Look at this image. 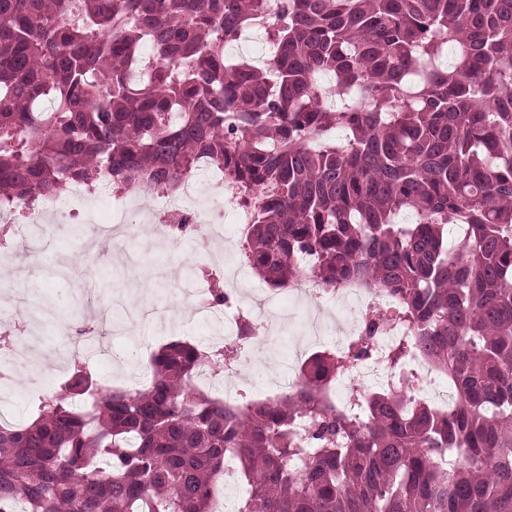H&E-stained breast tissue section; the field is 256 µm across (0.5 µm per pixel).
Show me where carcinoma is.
<instances>
[{
    "label": "carcinoma",
    "mask_w": 512,
    "mask_h": 512,
    "mask_svg": "<svg viewBox=\"0 0 512 512\" xmlns=\"http://www.w3.org/2000/svg\"><path fill=\"white\" fill-rule=\"evenodd\" d=\"M258 28L264 67L225 56ZM203 159L252 215L254 273L391 295L415 328L391 371L421 351L453 409L402 385L329 398L379 312L301 391L241 405L194 385L224 359L187 342L136 391L78 355L0 426V512H215L229 459L237 512H512V0H0V208L172 194Z\"/></svg>",
    "instance_id": "carcinoma-1"
}]
</instances>
